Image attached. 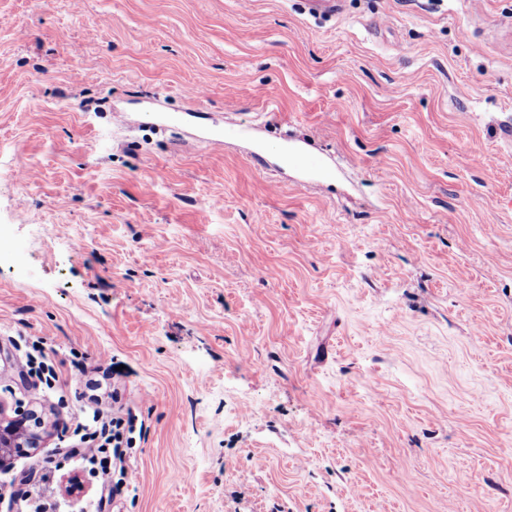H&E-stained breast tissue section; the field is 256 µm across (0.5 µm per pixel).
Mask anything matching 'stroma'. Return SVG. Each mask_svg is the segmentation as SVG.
Listing matches in <instances>:
<instances>
[{
  "label": "stroma",
  "instance_id": "stroma-1",
  "mask_svg": "<svg viewBox=\"0 0 512 512\" xmlns=\"http://www.w3.org/2000/svg\"><path fill=\"white\" fill-rule=\"evenodd\" d=\"M19 335L60 388L0 378L44 418L0 512L94 510L35 469L76 352L144 424L116 512H512V0H0V367Z\"/></svg>",
  "mask_w": 512,
  "mask_h": 512
}]
</instances>
